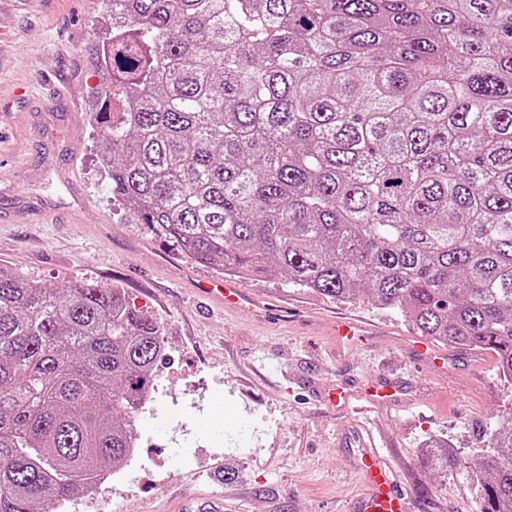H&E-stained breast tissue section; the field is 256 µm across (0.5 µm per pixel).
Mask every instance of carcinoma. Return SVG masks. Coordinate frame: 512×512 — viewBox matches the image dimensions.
<instances>
[{"instance_id":"1","label":"carcinoma","mask_w":512,"mask_h":512,"mask_svg":"<svg viewBox=\"0 0 512 512\" xmlns=\"http://www.w3.org/2000/svg\"><path fill=\"white\" fill-rule=\"evenodd\" d=\"M89 63L112 196L173 249L364 292L512 382V0H104ZM160 351L123 289L0 271V512L130 457ZM485 436L479 512H512V413Z\"/></svg>"}]
</instances>
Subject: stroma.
Wrapping results in <instances>:
<instances>
[{
    "mask_svg": "<svg viewBox=\"0 0 512 512\" xmlns=\"http://www.w3.org/2000/svg\"><path fill=\"white\" fill-rule=\"evenodd\" d=\"M99 17L100 0H0V269L59 287L123 288L161 328L152 397L134 417L137 447L117 468L122 482L102 493H122L123 512H184L211 497L224 512H348L364 491L350 441L357 423L319 392L388 374L403 390L375 407L370 429L411 485L415 512H476L474 484L437 476L422 450L437 440L472 462L485 455L480 429L512 410L494 356L448 345L442 369L426 360L407 369L417 330L397 309L278 278L244 282L286 308L277 323L198 299L195 280L214 267L173 250L112 196L88 112L101 79L88 62ZM340 317L376 328L368 348L331 347L324 332Z\"/></svg>",
    "mask_w": 512,
    "mask_h": 512,
    "instance_id": "obj_1",
    "label": "stroma"
}]
</instances>
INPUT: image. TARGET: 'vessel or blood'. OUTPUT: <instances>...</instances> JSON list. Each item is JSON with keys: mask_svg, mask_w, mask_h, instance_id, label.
I'll return each mask as SVG.
<instances>
[{"mask_svg": "<svg viewBox=\"0 0 512 512\" xmlns=\"http://www.w3.org/2000/svg\"><path fill=\"white\" fill-rule=\"evenodd\" d=\"M202 293L231 311H249L259 318L271 315L267 305L260 303L248 288L235 280L205 281ZM331 336L335 346L352 349L365 344L369 332L356 323L340 321L333 325ZM400 392L396 380L384 378L371 391L355 392L346 385L335 384L324 389L322 398L332 408L343 410L350 408L356 400L371 404L391 402L398 399ZM354 438L359 445L356 472L365 491L354 501L352 512H413L414 497L410 489L381 459L372 439L360 432L355 433Z\"/></svg>", "mask_w": 512, "mask_h": 512, "instance_id": "b4317fda", "label": "vessel or blood"}]
</instances>
